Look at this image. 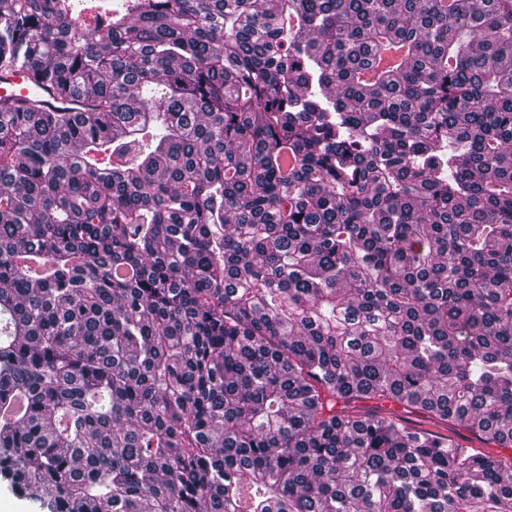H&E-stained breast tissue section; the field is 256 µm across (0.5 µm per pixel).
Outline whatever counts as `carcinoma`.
Masks as SVG:
<instances>
[{"instance_id": "cac0c4a2", "label": "carcinoma", "mask_w": 512, "mask_h": 512, "mask_svg": "<svg viewBox=\"0 0 512 512\" xmlns=\"http://www.w3.org/2000/svg\"><path fill=\"white\" fill-rule=\"evenodd\" d=\"M0 0V489L36 512H512V0ZM405 49L370 79L377 56ZM28 95L41 99L44 108L49 111L59 109L78 112L90 105L89 100L85 97L62 99L49 85L33 88L27 85L22 74L0 70V97H25ZM382 407L383 410L381 411L380 404L375 403V401H367L359 403L357 405V408L362 413L391 412L401 417L406 423V425H408L409 427L418 430H427L448 435L463 447L475 448L476 450L482 452H489L494 456L497 455L498 457L504 459L507 463L512 461V448H498L494 445H487L482 442L476 443L472 439L467 437L471 435L462 427L451 424H448V426H444L442 424L435 423L428 419L425 415L405 412L402 407L396 404L384 403L382 404Z\"/></svg>"}]
</instances>
